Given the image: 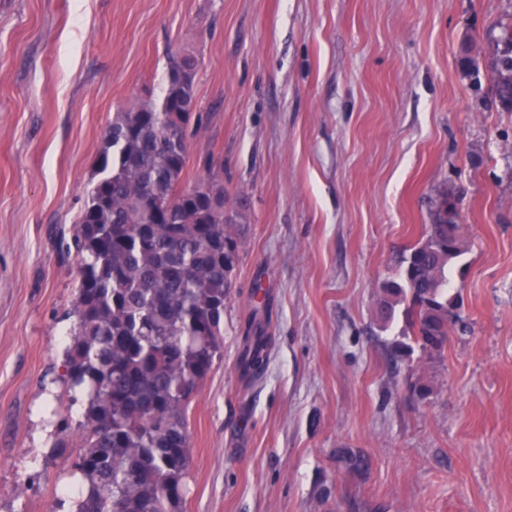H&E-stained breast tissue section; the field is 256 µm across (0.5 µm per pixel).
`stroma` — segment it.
<instances>
[{
  "instance_id": "35a3bbf8",
  "label": "stroma",
  "mask_w": 512,
  "mask_h": 512,
  "mask_svg": "<svg viewBox=\"0 0 512 512\" xmlns=\"http://www.w3.org/2000/svg\"><path fill=\"white\" fill-rule=\"evenodd\" d=\"M511 23L512 0H0V512H76L72 238L106 126L160 95L178 48L200 60L187 176L220 157L244 215L182 512H512V112L490 65ZM446 187L458 318L442 356L400 357L380 287ZM259 298L268 359L247 372Z\"/></svg>"
}]
</instances>
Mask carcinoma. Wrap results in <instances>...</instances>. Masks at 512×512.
Here are the masks:
<instances>
[{
	"mask_svg": "<svg viewBox=\"0 0 512 512\" xmlns=\"http://www.w3.org/2000/svg\"><path fill=\"white\" fill-rule=\"evenodd\" d=\"M459 69L480 68L463 40ZM495 105L512 112V25L497 39ZM198 58L170 54L159 98L135 99L106 127L73 243L80 278L67 389L86 391L82 453L86 484L78 512H181L190 464L186 408L224 344V300L233 285L239 242L224 213L223 163L183 183L189 138L202 125ZM455 197L441 192L426 235L405 258L401 281L381 286L379 318L408 302L413 341L429 355L448 342L454 303L448 264L462 252ZM241 364L267 361V337L251 321Z\"/></svg>",
	"mask_w": 512,
	"mask_h": 512,
	"instance_id": "carcinoma-1",
	"label": "carcinoma"
}]
</instances>
